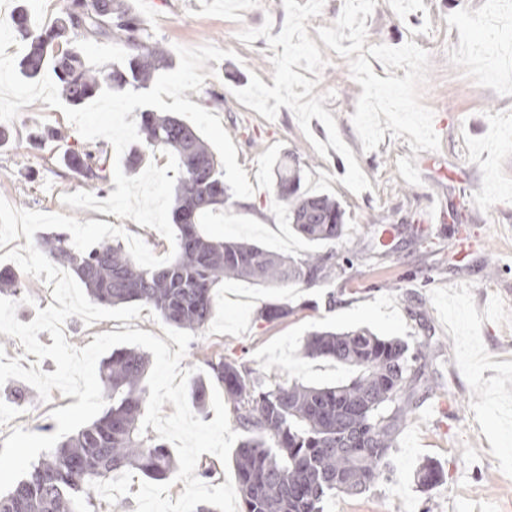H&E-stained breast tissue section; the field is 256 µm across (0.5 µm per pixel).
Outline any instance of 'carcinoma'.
<instances>
[{
    "instance_id": "carcinoma-1",
    "label": "carcinoma",
    "mask_w": 512,
    "mask_h": 512,
    "mask_svg": "<svg viewBox=\"0 0 512 512\" xmlns=\"http://www.w3.org/2000/svg\"><path fill=\"white\" fill-rule=\"evenodd\" d=\"M14 34L27 44L20 72L35 79L52 66L66 101L80 105L105 89L147 88L157 72L172 67L166 46L147 34L128 0H64L60 17L33 29L28 10L11 18ZM105 38L118 46L119 60L109 67L87 61L76 43ZM140 140L131 144L125 172L146 157L169 151L179 160L171 210L176 251L155 269L137 264L118 242H101L78 251L71 235L50 232L34 246L52 263L72 271L88 295L104 307L132 302L151 305L161 319L195 331L212 318L218 288L226 279L266 286L320 288L336 280V241L346 224L339 204L327 195L301 191L297 154L278 166L276 190L288 223L324 251L285 257L248 240H225L204 229L207 216L224 209V169L205 140L181 119L145 108ZM71 168L85 183L107 179L98 152L75 141L66 144ZM295 312L286 304L261 306L258 318L271 322ZM310 358L327 357L357 375L345 384L316 387L298 381L267 380L236 359L215 354L207 374L192 380L191 398L205 407L209 388L224 389L241 440L233 454L243 512H324L340 495H359L389 479L390 458L401 428L430 389L426 374L430 344L384 339L367 328L316 330L303 345ZM149 359L138 348L113 351L99 366L106 400L99 416L64 437L43 460L5 494L0 512H99L95 481H108L135 468L152 480H167L177 468L169 448L141 432L145 404L143 380ZM443 478L442 468L425 461L414 481L428 489Z\"/></svg>"
}]
</instances>
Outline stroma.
Wrapping results in <instances>:
<instances>
[{"label": "stroma", "instance_id": "stroma-1", "mask_svg": "<svg viewBox=\"0 0 512 512\" xmlns=\"http://www.w3.org/2000/svg\"><path fill=\"white\" fill-rule=\"evenodd\" d=\"M153 38L167 48L213 45L228 58L207 61L189 101L218 115L236 160L256 183L258 157L281 144L305 166L301 189L340 204L347 228L337 253L353 250L377 225L395 230L385 256L358 257L330 289L225 281L213 317L195 331L182 367L233 355L266 377L326 386L351 369L307 358L314 330L372 329L385 338L437 346L429 368L435 393L402 429L386 483L339 496L325 512H512V67L499 64L512 37V0H133ZM0 144V197L20 209L119 226L158 256L171 245L129 218L74 209L64 194L98 199L114 183L86 187L65 166V147H35L31 133L74 125L43 101L25 106ZM455 171L448 179L446 171ZM217 237L248 239L292 257L313 249L288 224L275 191L230 198L206 226ZM336 303L323 304L326 291ZM296 311L266 322L265 303ZM153 307L138 318L66 322L68 343L139 329L162 335ZM24 399H15V391ZM28 383L0 386V443L13 428L56 431L51 413L75 404ZM37 416H30V409ZM438 462L444 479L423 490L414 472Z\"/></svg>", "mask_w": 512, "mask_h": 512}]
</instances>
